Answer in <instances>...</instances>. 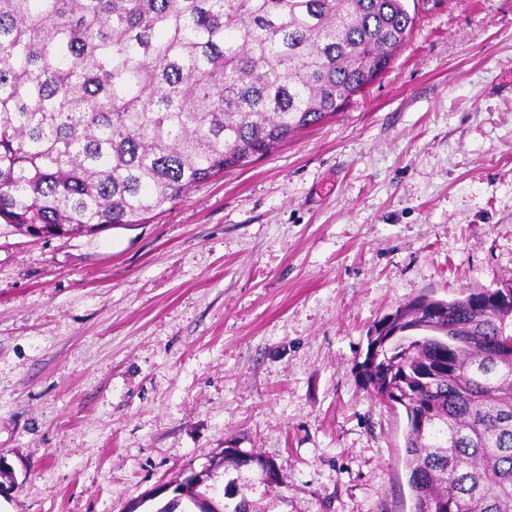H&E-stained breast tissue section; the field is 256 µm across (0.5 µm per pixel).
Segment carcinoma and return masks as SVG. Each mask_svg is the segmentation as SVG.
<instances>
[{
  "label": "carcinoma",
  "mask_w": 512,
  "mask_h": 512,
  "mask_svg": "<svg viewBox=\"0 0 512 512\" xmlns=\"http://www.w3.org/2000/svg\"><path fill=\"white\" fill-rule=\"evenodd\" d=\"M403 0H0V218L33 236L141 224L383 74ZM402 305L415 331L412 512H512V309ZM391 401L383 361L362 371Z\"/></svg>",
  "instance_id": "carcinoma-1"
}]
</instances>
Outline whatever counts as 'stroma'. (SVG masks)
I'll list each match as a JSON object with an SVG mask.
<instances>
[{"mask_svg": "<svg viewBox=\"0 0 512 512\" xmlns=\"http://www.w3.org/2000/svg\"><path fill=\"white\" fill-rule=\"evenodd\" d=\"M406 5L384 75L143 223L0 218V512H158L190 471L228 512H411L361 365L400 305L512 280V0Z\"/></svg>", "mask_w": 512, "mask_h": 512, "instance_id": "obj_1", "label": "stroma"}]
</instances>
